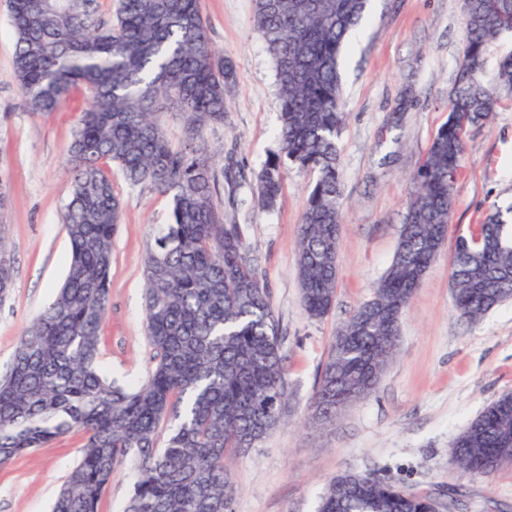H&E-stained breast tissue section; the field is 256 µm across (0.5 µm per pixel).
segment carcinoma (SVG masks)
<instances>
[{
  "instance_id": "obj_1",
  "label": "carcinoma",
  "mask_w": 512,
  "mask_h": 512,
  "mask_svg": "<svg viewBox=\"0 0 512 512\" xmlns=\"http://www.w3.org/2000/svg\"><path fill=\"white\" fill-rule=\"evenodd\" d=\"M369 0H255L254 24L280 94L277 149L256 176L263 205L276 207L290 166L316 174L297 241L305 310L324 317L336 297L342 224L337 142L344 123L340 57L367 22ZM15 35L11 78L30 112L57 111L84 85L67 147L71 245L63 283L18 339L0 373V466L79 431L81 454L52 512H98L117 467L136 476L124 512H230L229 465L285 424L288 382L279 320L243 228L215 202L217 175L204 138L224 123L232 66L213 47L199 0H8ZM464 46L448 122L412 178L400 241L375 288L338 331L314 396L313 421L369 394L395 358L399 317L445 243L467 124L512 94V57L482 79L488 47L512 29V0H465ZM182 120L184 148L170 147L162 117ZM124 180L170 199L145 259V335L156 351L146 379L123 387L100 361L111 291L112 242ZM0 298L14 284V256L0 187ZM453 302L476 319L512 300V206L497 207L460 235L450 258ZM167 429L158 447L160 428ZM512 463V392L501 394L453 442L449 462L489 476ZM319 512H429L428 499L356 472L336 477Z\"/></svg>"
}]
</instances>
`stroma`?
<instances>
[{
    "mask_svg": "<svg viewBox=\"0 0 512 512\" xmlns=\"http://www.w3.org/2000/svg\"><path fill=\"white\" fill-rule=\"evenodd\" d=\"M209 37L234 68L223 125L207 128L214 169L241 168L247 184L218 193L227 221L242 225L281 327L291 412L230 467L232 512H316L328 483L353 470L447 502L463 512H512V466L464 476L448 463L468 422L512 391V300L471 320L453 305L450 257L494 206L512 203V99L467 125L466 151L454 183V208L441 253L399 321L398 352L373 392L335 419L311 422L330 346L340 327L369 301L397 248L410 178L448 120V96L462 52L464 0H373L372 18L341 60L345 123L338 140L342 226L336 299L315 319L296 274L301 217L315 180L289 168L275 210L263 208L255 177L277 146L280 99L273 65L254 28V0H201ZM14 31L0 0V183L15 259L14 287L0 299V371L19 337L49 303L70 253L61 214L66 203L65 149L87 103L77 88L62 108L34 116L11 78ZM112 182L123 200L113 242L111 301L101 357L108 375L128 385L155 363L144 328V261L168 197ZM83 435L70 432L0 467V512H50Z\"/></svg>",
    "mask_w": 512,
    "mask_h": 512,
    "instance_id": "35a3bbf8",
    "label": "stroma"
}]
</instances>
